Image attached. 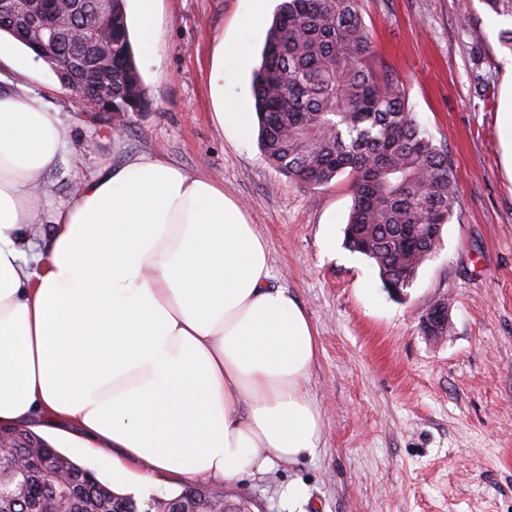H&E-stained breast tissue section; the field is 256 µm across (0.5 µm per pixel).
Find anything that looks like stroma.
Returning <instances> with one entry per match:
<instances>
[{"instance_id":"stroma-1","label":"stroma","mask_w":512,"mask_h":512,"mask_svg":"<svg viewBox=\"0 0 512 512\" xmlns=\"http://www.w3.org/2000/svg\"><path fill=\"white\" fill-rule=\"evenodd\" d=\"M251 0H162L150 35L132 37L147 104L112 117L88 111L47 64L18 72V45L0 37V91H27L57 112L67 140L41 177L37 222L76 195L82 178L112 162L152 155L211 177L239 201L265 238L275 281L319 336L306 389L324 420L317 455L225 482L253 512H291L288 488L304 485L303 512H512V174L499 122L512 52L499 33L512 19L482 0H365L378 61L403 83L406 104L448 152L458 182L440 250L403 294L343 244L352 207L346 179L313 189L265 160L257 137L233 139L216 124L209 86L217 39L244 42L224 57V114L253 109L252 72L266 28L246 25ZM447 301V336H428L429 307ZM66 454L114 491L167 497L114 482L107 455Z\"/></svg>"}]
</instances>
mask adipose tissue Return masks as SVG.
<instances>
[{
  "mask_svg": "<svg viewBox=\"0 0 512 512\" xmlns=\"http://www.w3.org/2000/svg\"><path fill=\"white\" fill-rule=\"evenodd\" d=\"M67 131L0 93V430L108 451L112 476L224 482L314 457L318 336L214 179L151 156L82 180L33 222Z\"/></svg>",
  "mask_w": 512,
  "mask_h": 512,
  "instance_id": "adipose-tissue-1",
  "label": "adipose tissue"
}]
</instances>
